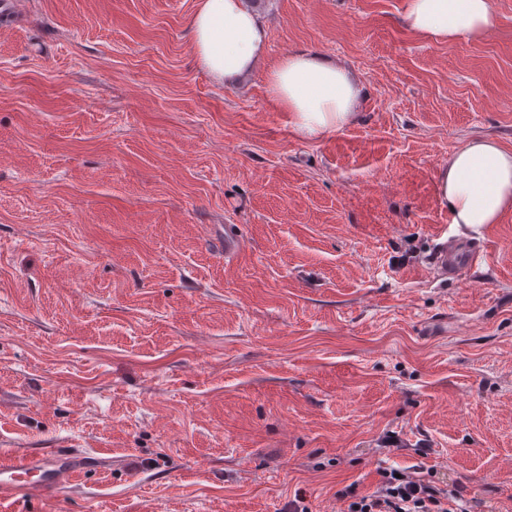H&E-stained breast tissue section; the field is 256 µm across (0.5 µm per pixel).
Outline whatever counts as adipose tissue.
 <instances>
[{
    "mask_svg": "<svg viewBox=\"0 0 512 512\" xmlns=\"http://www.w3.org/2000/svg\"><path fill=\"white\" fill-rule=\"evenodd\" d=\"M404 26L415 35L454 42L490 32L491 0H406ZM193 52L216 83L251 72L266 52L268 30L246 0H199L190 23ZM267 92L297 135L317 139L350 126L363 87L339 62L309 51L286 54L266 75ZM439 203L457 226L477 231L512 211V150L472 138L437 171Z\"/></svg>",
    "mask_w": 512,
    "mask_h": 512,
    "instance_id": "obj_1",
    "label": "adipose tissue"
}]
</instances>
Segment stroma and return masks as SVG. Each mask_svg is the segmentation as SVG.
Masks as SVG:
<instances>
[{"instance_id":"stroma-1","label":"stroma","mask_w":512,"mask_h":512,"mask_svg":"<svg viewBox=\"0 0 512 512\" xmlns=\"http://www.w3.org/2000/svg\"><path fill=\"white\" fill-rule=\"evenodd\" d=\"M198 0H24L0 26V452L77 448L79 485L0 512H341L427 465L512 512V211L464 247L437 170L512 149V0L447 44L405 0H258L232 86L195 58ZM335 59L357 122L296 137L266 70ZM237 225L240 253L214 241ZM481 255L480 245L475 243L464 248H448V240L438 244L433 256L432 263L443 272H457L460 266L467 261L476 262Z\"/></svg>"}]
</instances>
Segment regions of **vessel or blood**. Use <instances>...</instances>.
<instances>
[{"instance_id": "obj_1", "label": "vessel or blood", "mask_w": 512, "mask_h": 512, "mask_svg": "<svg viewBox=\"0 0 512 512\" xmlns=\"http://www.w3.org/2000/svg\"><path fill=\"white\" fill-rule=\"evenodd\" d=\"M481 255L479 245L451 248L440 243L432 262L442 271L457 272L466 262H475ZM87 468L85 456L77 449L52 450L38 457L27 454H0V501L22 493L46 497L65 490L78 482Z\"/></svg>"}]
</instances>
